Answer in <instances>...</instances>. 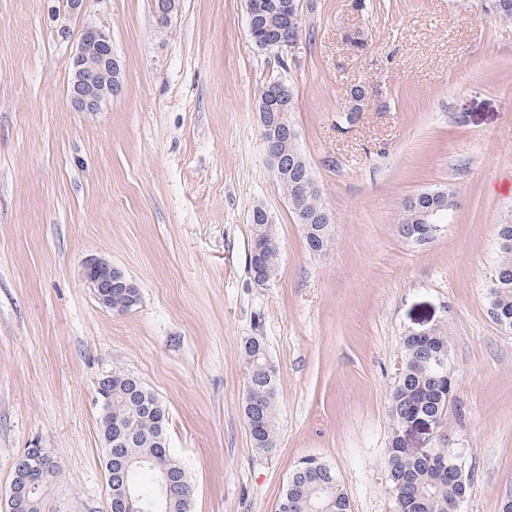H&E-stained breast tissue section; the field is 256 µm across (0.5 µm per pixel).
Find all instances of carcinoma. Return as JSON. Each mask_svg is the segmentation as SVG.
Segmentation results:
<instances>
[{
  "label": "carcinoma",
  "instance_id": "cac0c4a2",
  "mask_svg": "<svg viewBox=\"0 0 512 512\" xmlns=\"http://www.w3.org/2000/svg\"><path fill=\"white\" fill-rule=\"evenodd\" d=\"M253 2V36L250 41L262 50L270 49L269 40L277 35L287 17H293L298 0H251ZM431 200L421 195L410 199L404 207L397 230L401 237L412 240L413 220L418 211L428 208ZM508 232L507 243L499 245L496 269L508 273L491 289V313L512 315V224L497 225V233ZM253 236L260 246V280L267 284L278 271L279 246L264 224L253 225ZM330 228L316 225L305 231L308 248L321 252L330 242ZM140 290L112 289L109 307L126 312L137 306ZM248 365L249 381L246 394L252 403L244 411L254 447H273L275 425V376L268 361L264 343L258 338L248 340L243 348ZM448 357L445 336H426L415 342H405L402 371L391 397V421L394 433L387 448V478L394 494L395 512H457L458 504L470 491V479L465 470L456 468L455 452L446 448H409L400 442L397 430L410 421L429 419L442 425L448 414V396L453 394L455 377L452 371L440 373L435 361ZM105 391L111 399L102 412L101 433L109 437L122 436L119 447L106 448V463L115 456L130 459L151 458L155 467H138L128 480L136 494L146 503L154 501L158 484L142 485L141 474L151 472L159 479L160 471L169 474L172 492L164 512H191L188 482L179 462L166 447L165 428L168 413L158 397L139 380L124 375H106ZM431 452L447 460L448 469L441 472L426 456ZM278 512H349V501L340 489L336 476L324 479L301 463L294 470L282 494Z\"/></svg>",
  "mask_w": 512,
  "mask_h": 512
}]
</instances>
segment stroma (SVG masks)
<instances>
[{"instance_id": "stroma-1", "label": "stroma", "mask_w": 512, "mask_h": 512, "mask_svg": "<svg viewBox=\"0 0 512 512\" xmlns=\"http://www.w3.org/2000/svg\"><path fill=\"white\" fill-rule=\"evenodd\" d=\"M293 59L246 35V0H0V512L17 459L60 472L43 512H107L96 383L137 378L165 405L166 441L193 512H276L296 465L336 475L351 512H394L390 400L409 336L448 339L456 374L440 436L471 493L512 497V330L490 314L495 227L512 224V19L489 0H316ZM105 28L122 92L97 112L67 101L83 27ZM361 39L356 48L352 39ZM289 83L298 148L331 218L309 251L260 136L258 90ZM366 100L348 121L350 91ZM455 193L431 242L397 232L405 203ZM264 205L275 278L249 269ZM106 260L140 290L125 313L83 274ZM275 372L276 437L254 447L242 348Z\"/></svg>"}]
</instances>
